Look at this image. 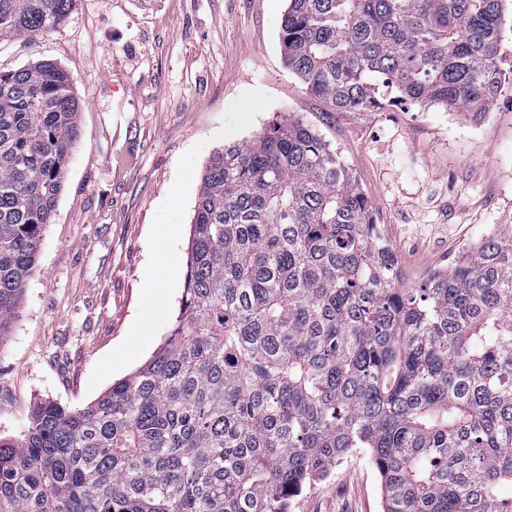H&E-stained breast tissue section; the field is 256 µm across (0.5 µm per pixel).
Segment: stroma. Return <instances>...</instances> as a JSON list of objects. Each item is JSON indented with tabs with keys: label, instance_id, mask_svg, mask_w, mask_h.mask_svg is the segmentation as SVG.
<instances>
[{
	"label": "stroma",
	"instance_id": "1",
	"mask_svg": "<svg viewBox=\"0 0 512 512\" xmlns=\"http://www.w3.org/2000/svg\"><path fill=\"white\" fill-rule=\"evenodd\" d=\"M288 0H77L55 31L0 39V69L49 60L82 101L36 271L0 340V437L37 403L94 402L174 323L191 220L212 154L269 122L304 121L341 156L415 285L512 225V29L504 89L473 117L441 106L335 112L289 72ZM293 512H381L366 452Z\"/></svg>",
	"mask_w": 512,
	"mask_h": 512
}]
</instances>
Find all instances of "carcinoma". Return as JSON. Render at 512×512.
I'll return each instance as SVG.
<instances>
[{
  "mask_svg": "<svg viewBox=\"0 0 512 512\" xmlns=\"http://www.w3.org/2000/svg\"><path fill=\"white\" fill-rule=\"evenodd\" d=\"M76 0H0V38ZM504 0H289L288 70L339 112L475 115L502 93ZM69 74L0 70V338L79 142ZM180 314L94 403L0 439V512H292L370 455L382 512H512V226L406 287L344 161L285 118L211 157Z\"/></svg>",
  "mask_w": 512,
  "mask_h": 512,
  "instance_id": "cac0c4a2",
  "label": "carcinoma"
}]
</instances>
